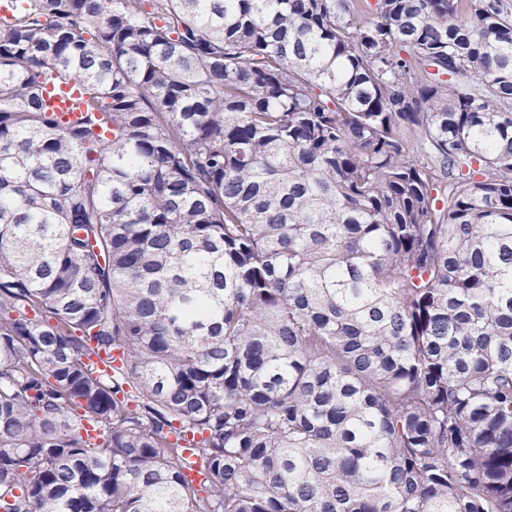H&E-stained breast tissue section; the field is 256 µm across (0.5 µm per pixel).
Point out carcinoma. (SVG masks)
<instances>
[{
    "mask_svg": "<svg viewBox=\"0 0 512 512\" xmlns=\"http://www.w3.org/2000/svg\"><path fill=\"white\" fill-rule=\"evenodd\" d=\"M15 4L0 512H512L501 0ZM82 94L78 86L73 83L57 87L52 82L45 86L43 91L44 104L49 112H57L62 120H75L81 109Z\"/></svg>",
    "mask_w": 512,
    "mask_h": 512,
    "instance_id": "obj_1",
    "label": "carcinoma"
}]
</instances>
